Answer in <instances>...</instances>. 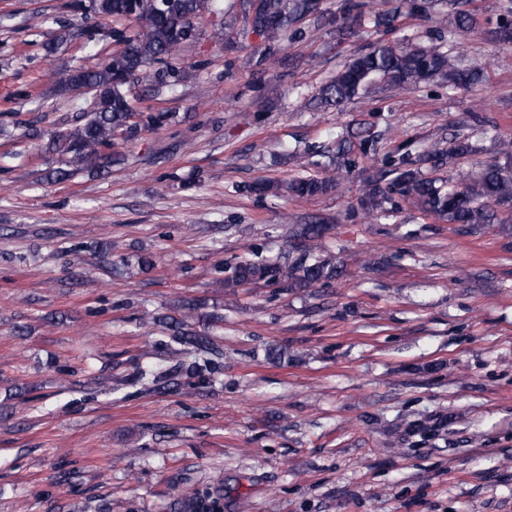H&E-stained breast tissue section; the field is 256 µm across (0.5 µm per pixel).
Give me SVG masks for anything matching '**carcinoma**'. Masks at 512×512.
I'll list each match as a JSON object with an SVG mask.
<instances>
[{"label":"carcinoma","instance_id":"cac0c4a2","mask_svg":"<svg viewBox=\"0 0 512 512\" xmlns=\"http://www.w3.org/2000/svg\"><path fill=\"white\" fill-rule=\"evenodd\" d=\"M92 2L93 20L135 22L142 24L143 29L136 32L112 30V37L121 48L97 66L82 70L79 85L74 84L73 70L55 72L59 91L92 95L93 109L50 133V151L65 157V167L50 173L54 182L66 181L79 172L99 173L112 166L115 134L132 133L140 127L129 100V87L143 78L164 81L167 72H176L171 61L192 43L190 39H178V35L195 25V20L207 8V0H167L162 8L154 0ZM240 2L247 27L237 30L227 26L228 38H246L254 32L270 51L288 45L298 32V24L320 13L322 4V0H260L255 9L252 0ZM495 8L500 11V22L494 39L509 46L512 44V6L498 3ZM482 70V63L476 58L452 56L435 48L379 42L353 55L321 87L317 99L338 109L362 98L373 85L381 82L407 89L440 79L448 82L450 89L468 88L479 81ZM471 152L469 142L457 137L449 143L447 153H436L432 158L451 163ZM350 153L351 142L340 141L336 156L341 162L336 167L324 169L320 177H296L289 181L286 189L300 198L330 192L339 179L351 173L352 164L347 159ZM363 194L373 210L383 209V204L397 194L420 211L450 224L464 227L492 224L496 219L495 207L512 203V140H500L497 156L483 165L471 181L460 186H448L441 179L424 177L415 169L394 167L364 183ZM327 230L325 224L296 225L292 229L294 259L289 262L240 260L228 267L224 287L248 288L274 283L283 288H309L339 279L342 267L317 255L320 240ZM167 326L176 342L196 352L214 357L221 355L209 334L194 328L192 317L173 318ZM167 377V370L149 367L140 371L138 380L152 390L166 382ZM169 498L178 512H209L214 506L198 495L185 493L178 485L170 486Z\"/></svg>","mask_w":512,"mask_h":512}]
</instances>
